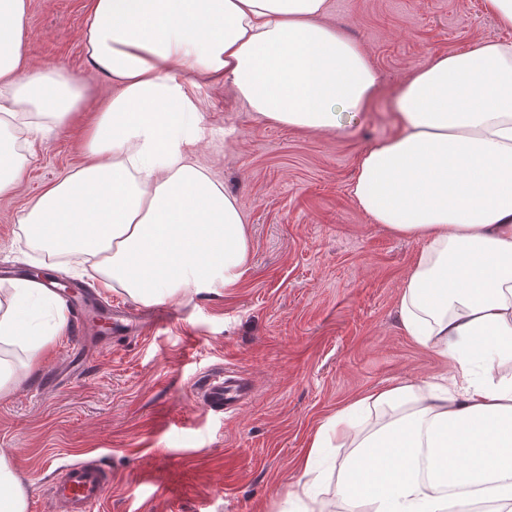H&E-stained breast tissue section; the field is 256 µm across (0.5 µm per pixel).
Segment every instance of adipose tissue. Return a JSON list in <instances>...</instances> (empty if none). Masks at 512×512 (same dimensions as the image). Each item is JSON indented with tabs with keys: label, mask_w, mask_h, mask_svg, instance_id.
Segmentation results:
<instances>
[{
	"label": "adipose tissue",
	"mask_w": 512,
	"mask_h": 512,
	"mask_svg": "<svg viewBox=\"0 0 512 512\" xmlns=\"http://www.w3.org/2000/svg\"><path fill=\"white\" fill-rule=\"evenodd\" d=\"M327 0H93L84 50L116 87L88 131L90 165L21 214L43 250L94 260L145 305L230 285L249 267L236 198L193 158L201 130L184 74L221 76L259 117L327 131L367 111L379 76L362 48L322 24ZM28 0H0V195L21 180L30 137L66 126L84 85L23 53ZM397 132L360 159L352 194L376 223L420 242L398 301L420 346L451 375L362 395L321 426L311 451L351 443L336 486L351 512H512V40L417 69L396 100ZM27 279L0 313L34 369L53 339L28 321L50 300ZM383 421L362 428L364 412Z\"/></svg>",
	"instance_id": "obj_1"
}]
</instances>
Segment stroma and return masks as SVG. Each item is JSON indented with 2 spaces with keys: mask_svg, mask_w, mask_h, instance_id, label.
I'll return each mask as SVG.
<instances>
[{
  "mask_svg": "<svg viewBox=\"0 0 512 512\" xmlns=\"http://www.w3.org/2000/svg\"><path fill=\"white\" fill-rule=\"evenodd\" d=\"M89 9L90 0H29L28 60L83 79L87 104L67 126L33 135L25 178L0 195V263L85 283L137 311L93 268L76 273L35 249L19 224L33 197L88 163L87 130L112 93L84 53ZM326 20L360 44L380 80L369 110L335 130L266 121L228 80L187 76L204 132L193 152L246 216L249 268L230 286L172 300L171 323L137 337L95 335L84 366L67 360L69 334L60 332L39 365L0 393V456L26 512H44L48 482L81 459L112 473L96 512H302L303 485L335 500L349 454L324 449L318 469L304 472L321 423L370 391L452 374L398 319L420 242L375 223L351 188L362 154L396 133L392 101L414 71L507 32L484 0H329ZM228 127L235 137L225 138ZM219 371L251 388L224 412L193 392Z\"/></svg>",
  "mask_w": 512,
  "mask_h": 512,
  "instance_id": "stroma-1",
  "label": "stroma"
}]
</instances>
